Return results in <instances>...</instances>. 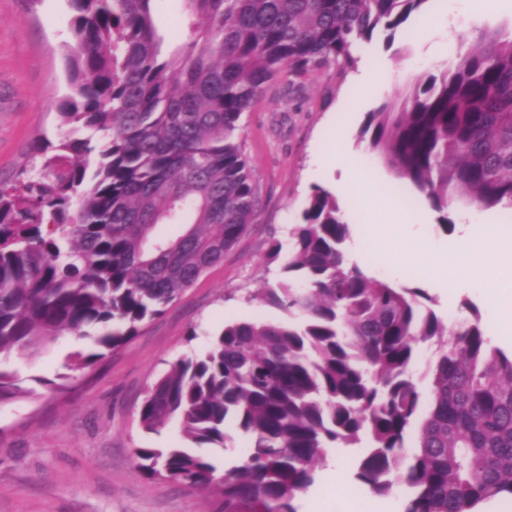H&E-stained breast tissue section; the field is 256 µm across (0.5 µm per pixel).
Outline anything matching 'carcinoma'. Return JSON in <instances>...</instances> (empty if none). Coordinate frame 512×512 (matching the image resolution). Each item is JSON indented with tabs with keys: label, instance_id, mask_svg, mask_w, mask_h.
Here are the masks:
<instances>
[{
	"label": "carcinoma",
	"instance_id": "cac0c4a2",
	"mask_svg": "<svg viewBox=\"0 0 512 512\" xmlns=\"http://www.w3.org/2000/svg\"><path fill=\"white\" fill-rule=\"evenodd\" d=\"M71 2L65 133L41 148L39 178L0 186V402L32 394L4 367L13 356L70 334L94 344L72 354L90 367L224 259L257 207L236 132L271 79L352 66L356 45L392 39L428 0H183L195 39L167 56L155 0ZM359 139L445 229L460 200L512 209V36L482 35L367 113ZM349 237L336 197L314 187L285 277L255 295L281 317L224 325L146 392L141 428L175 423L184 444L134 449L144 477L218 486L221 512H298L327 450L365 437L357 479L381 495L395 476L404 512L512 499V354L478 312L449 326L423 289L368 275ZM230 428L246 453L220 474L198 449L224 450Z\"/></svg>",
	"mask_w": 512,
	"mask_h": 512
}]
</instances>
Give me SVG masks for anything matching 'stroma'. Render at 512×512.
I'll use <instances>...</instances> for the list:
<instances>
[{"instance_id":"35a3bbf8","label":"stroma","mask_w":512,"mask_h":512,"mask_svg":"<svg viewBox=\"0 0 512 512\" xmlns=\"http://www.w3.org/2000/svg\"><path fill=\"white\" fill-rule=\"evenodd\" d=\"M164 52L191 42L181 0H156ZM71 0H0V184H13L33 164L32 146L57 133L56 108L67 93L63 47L72 42ZM393 43L383 35L355 51L351 71L281 73L241 116L237 140L255 175L259 198L249 231L165 313L92 367L76 369L71 355L92 351L91 341L62 336L51 350L10 367L32 396L0 405V512H220L221 498L147 480L136 468L142 446L181 444L177 425L146 433L138 413L148 386L167 362L202 349L207 333L234 320L276 317L255 301L265 284L281 276L269 258L271 243H287L289 231L314 186L335 195L350 226L347 249L369 275L395 285L427 289L429 306L444 322L478 308L491 342L512 354V335L494 317L493 296L474 289L448 296L429 286L426 246L455 264L456 230H443L437 213L405 195L398 180L358 141L367 112L398 102L420 79L455 64L481 34L512 33V0H428ZM373 70L374 87L361 91L356 74ZM415 222L420 237L392 228L395 206ZM400 259L390 272L391 259ZM61 384L49 394L43 380ZM360 446L329 449L316 469L323 485L330 462L345 474L323 494L303 493L298 512H404L407 492L394 485L384 495L354 479Z\"/></svg>"}]
</instances>
